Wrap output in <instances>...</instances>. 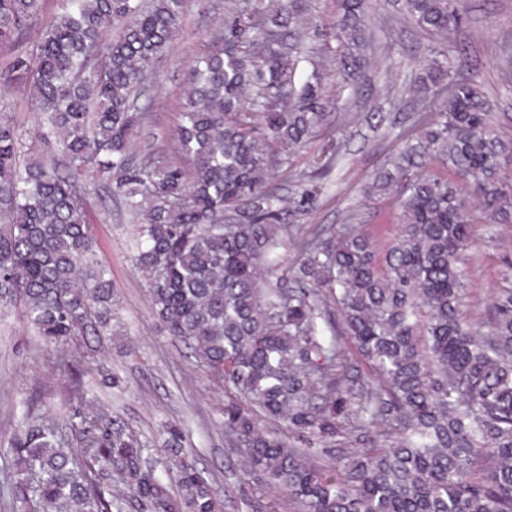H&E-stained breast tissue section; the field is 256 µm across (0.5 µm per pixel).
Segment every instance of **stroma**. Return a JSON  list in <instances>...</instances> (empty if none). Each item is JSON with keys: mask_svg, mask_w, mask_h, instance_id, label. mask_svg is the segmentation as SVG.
Masks as SVG:
<instances>
[{"mask_svg": "<svg viewBox=\"0 0 512 512\" xmlns=\"http://www.w3.org/2000/svg\"><path fill=\"white\" fill-rule=\"evenodd\" d=\"M270 0H196L176 34L172 48L154 65L153 119L138 137L136 150L168 151L175 139L178 114L186 91L185 71L196 58L215 50L213 32L243 6L267 8ZM310 24L293 31L307 53L291 63L296 86L320 82L335 99L336 109L320 138L312 140L279 171L281 195L295 191L297 178L309 173L311 161L326 139L341 144V159L324 180L315 208L300 219L309 234L320 227L358 225L377 248H385L396 231L393 195L367 196L373 173L395 152L397 132L410 128L421 107L409 86L428 49L445 50L453 76L477 84L488 100L493 126L512 138V73L502 64L512 48V0H466L464 23L446 36L419 27L405 12L404 0H372L375 11L368 65L357 83H341L334 72L336 43L331 29L340 0H299ZM356 112H383L388 124L370 128L350 122ZM95 254L117 292L112 333L85 338L83 384L88 401L108 409L115 426L156 441L163 426L180 424L185 445L214 490L224 495V512H297L288 495L250 478L224 438L223 393L215 390L193 364L188 349L164 332L153 316L143 277L132 264L136 219L129 207L113 198L107 180L96 183L91 211ZM473 246L460 269L467 293V317L484 320L491 300L512 287V224L476 220ZM107 358L120 385L105 389L96 383V366ZM69 384L52 362V347L26 325L20 308L0 310V442H7L23 406L35 413L68 415L79 401L64 403Z\"/></svg>", "mask_w": 512, "mask_h": 512, "instance_id": "1", "label": "stroma"}]
</instances>
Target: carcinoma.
<instances>
[{"label":"carcinoma","mask_w":512,"mask_h":512,"mask_svg":"<svg viewBox=\"0 0 512 512\" xmlns=\"http://www.w3.org/2000/svg\"><path fill=\"white\" fill-rule=\"evenodd\" d=\"M45 0H0V44L37 23ZM188 0H61L32 49L0 67V92H29L57 156L31 159L25 131L0 110V304H20L71 375L66 400H84L83 336L112 330V282L94 261L91 196L107 175L139 224L134 267L162 328L192 352L224 392V436L247 473L285 489L299 512H512V288L492 305L487 331L464 313L458 268L472 241L473 201L512 222V151L486 118L484 96L451 76L430 49L413 91L439 87L440 107L372 178L391 193L397 232L384 252L356 225L298 236L320 185L290 197L276 168L315 138L334 103L317 84L296 90L281 30L288 4L237 13L223 46L186 69L176 161L138 155L151 123V67L170 47ZM419 26L458 27L463 0H405ZM367 0H342L333 26L336 72L366 63ZM118 30L109 39L106 33ZM301 259L272 286L278 250ZM340 330L321 326L328 308ZM354 343L358 369L339 335ZM77 445L67 422L24 410L0 448V512H220L221 503L182 447L161 473L137 434L112 427L89 404ZM329 462L315 466L312 452ZM177 484L179 500L170 493Z\"/></svg>","instance_id":"1"}]
</instances>
